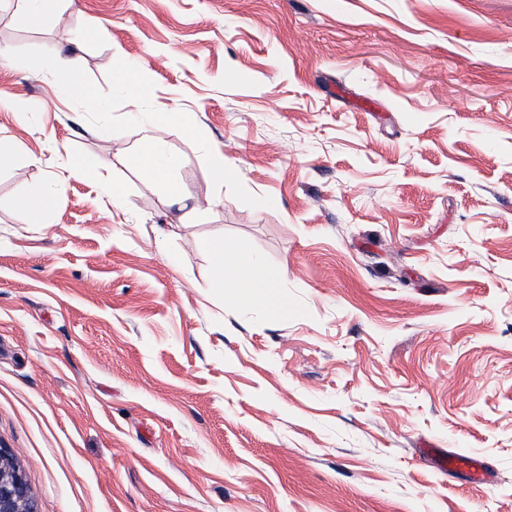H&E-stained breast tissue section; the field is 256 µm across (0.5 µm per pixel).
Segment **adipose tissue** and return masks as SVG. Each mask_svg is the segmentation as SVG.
<instances>
[{"label": "adipose tissue", "instance_id": "1", "mask_svg": "<svg viewBox=\"0 0 512 512\" xmlns=\"http://www.w3.org/2000/svg\"><path fill=\"white\" fill-rule=\"evenodd\" d=\"M203 247L215 258L212 268L215 285L227 290L232 300H257L271 312L287 313V297L272 280L258 276L263 257L247 241L212 239L204 241Z\"/></svg>", "mask_w": 512, "mask_h": 512}]
</instances>
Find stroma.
<instances>
[{
	"mask_svg": "<svg viewBox=\"0 0 512 512\" xmlns=\"http://www.w3.org/2000/svg\"><path fill=\"white\" fill-rule=\"evenodd\" d=\"M0 48L104 91L137 61L273 201L163 125L181 208L128 163L139 130L0 59V448L39 512H512V0H0ZM40 184L36 227L13 201ZM222 237L287 315L212 287ZM58 194L44 186L30 187L14 200V207L29 218L27 224H45L58 202ZM430 455L433 466L449 473L468 472L472 479H488L489 474L482 462L474 455L449 451L447 448L424 449Z\"/></svg>",
	"mask_w": 512,
	"mask_h": 512,
	"instance_id": "stroma-1",
	"label": "stroma"
}]
</instances>
